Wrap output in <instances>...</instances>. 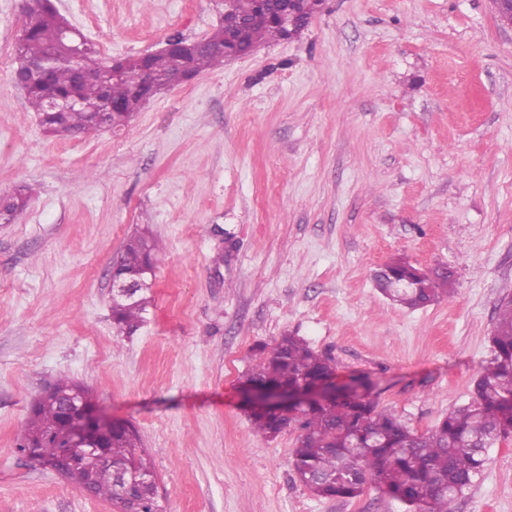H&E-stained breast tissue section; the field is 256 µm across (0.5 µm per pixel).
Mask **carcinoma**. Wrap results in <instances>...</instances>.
Returning a JSON list of instances; mask_svg holds the SVG:
<instances>
[{"label":"carcinoma","instance_id":"cac0c4a2","mask_svg":"<svg viewBox=\"0 0 512 512\" xmlns=\"http://www.w3.org/2000/svg\"><path fill=\"white\" fill-rule=\"evenodd\" d=\"M288 0H267V8L255 0H235L233 9L242 23L233 28L218 24L205 37L206 45L187 51L180 65L197 76L221 66L230 56H246L262 43L285 40L276 23L279 6ZM72 26L52 0H23L20 37L13 70L27 71L31 83L27 99L37 112L44 131L53 137L70 138L95 129L102 116L124 127L151 98L169 88L175 69L173 59L162 53L118 61L129 71L126 78L103 81L109 68L99 52L70 34ZM54 96L77 105L66 111L48 107ZM32 189L21 185L0 196V222L13 224L26 212ZM159 241L145 232L129 235L112 264L114 276L148 281L160 261ZM374 281L390 300L409 309L425 307L450 292L448 270L426 273L404 259H394L375 271ZM151 304L143 288L129 302L112 304V321L118 332L135 333ZM493 356L472 382L471 401L454 408L427 432L409 427L400 416L382 410L365 397L345 398L326 404H309L282 410L251 413L255 431L264 439L276 438L284 429L299 430L292 463L299 481L315 497L352 500L366 485L400 501L405 512H456V503L472 487L488 462L487 449L512 438V297L498 306L491 336ZM253 365L245 380L270 387L300 388L336 375L335 360L314 350L304 339L290 333L267 348L251 351ZM56 398L38 399L32 405L16 449L24 453L47 442L62 425L59 396L88 395L68 377L51 386ZM107 440L112 469L132 476L128 490L119 488L106 470L93 471L79 456L68 458L60 476L76 489L106 498L119 512H162L150 461L141 451V439L131 426L108 420L97 425Z\"/></svg>","mask_w":512,"mask_h":512}]
</instances>
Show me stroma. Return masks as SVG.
Listing matches in <instances>:
<instances>
[{
	"label": "stroma",
	"instance_id": "obj_1",
	"mask_svg": "<svg viewBox=\"0 0 512 512\" xmlns=\"http://www.w3.org/2000/svg\"><path fill=\"white\" fill-rule=\"evenodd\" d=\"M109 60L206 36L211 0H54ZM22 0H0V512H117L16 449L59 376L134 426L165 512H404L375 487L313 497L294 429L256 436L252 347L286 333L368 377L421 432L471 399L512 294V26L492 0H325L308 27L152 99L119 132L47 135L12 80ZM147 228L165 250L147 322L112 324L110 271ZM453 272L410 310L391 258ZM457 512H512V441ZM32 198V189L21 185L7 195L0 196V221L3 224L16 223L26 212Z\"/></svg>",
	"mask_w": 512,
	"mask_h": 512
}]
</instances>
